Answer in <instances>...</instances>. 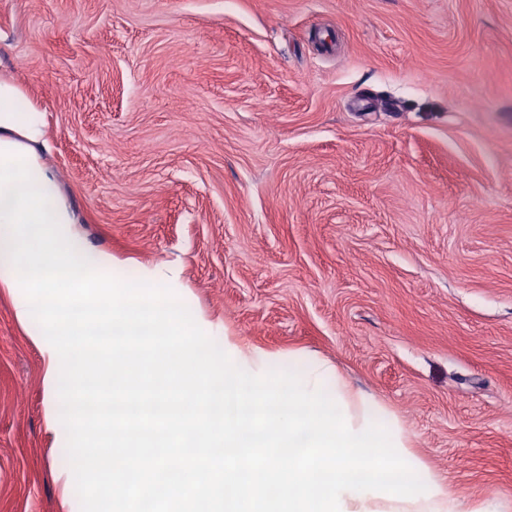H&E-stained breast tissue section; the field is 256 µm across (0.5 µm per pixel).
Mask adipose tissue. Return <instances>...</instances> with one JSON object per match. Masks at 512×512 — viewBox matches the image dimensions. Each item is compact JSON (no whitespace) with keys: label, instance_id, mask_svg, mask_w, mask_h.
<instances>
[{"label":"adipose tissue","instance_id":"adipose-tissue-1","mask_svg":"<svg viewBox=\"0 0 512 512\" xmlns=\"http://www.w3.org/2000/svg\"><path fill=\"white\" fill-rule=\"evenodd\" d=\"M42 126V114L33 101L11 79L0 77V140L12 142L20 137L35 143L42 137ZM288 365L304 371L309 384L325 379L327 386L343 398L353 429H363L368 417L377 423L385 422L397 434L404 457H412L409 438L398 419L374 398L354 392L332 364L309 354L292 353ZM421 474L432 489L429 498L401 502L370 494L359 497L346 491L342 494L344 508L346 512H460L458 500L449 493L443 477L426 467Z\"/></svg>","mask_w":512,"mask_h":512}]
</instances>
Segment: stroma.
I'll list each match as a JSON object with an SVG mask.
<instances>
[{
	"instance_id": "obj_1",
	"label": "stroma",
	"mask_w": 512,
	"mask_h": 512,
	"mask_svg": "<svg viewBox=\"0 0 512 512\" xmlns=\"http://www.w3.org/2000/svg\"><path fill=\"white\" fill-rule=\"evenodd\" d=\"M0 75L83 248L384 402L463 512H512V0H0ZM0 290V512L65 433Z\"/></svg>"
}]
</instances>
